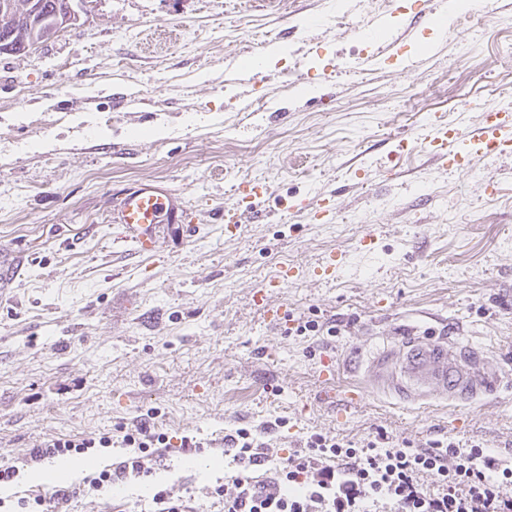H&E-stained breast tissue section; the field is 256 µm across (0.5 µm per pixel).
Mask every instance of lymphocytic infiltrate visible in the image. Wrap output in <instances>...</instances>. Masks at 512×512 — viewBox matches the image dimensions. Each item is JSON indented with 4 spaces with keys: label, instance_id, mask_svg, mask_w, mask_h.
<instances>
[{
    "label": "lymphocytic infiltrate",
    "instance_id": "lymphocytic-infiltrate-1",
    "mask_svg": "<svg viewBox=\"0 0 512 512\" xmlns=\"http://www.w3.org/2000/svg\"><path fill=\"white\" fill-rule=\"evenodd\" d=\"M121 443L129 456L85 477L89 489L146 476L168 447L165 434L145 419L123 428ZM224 446L239 464L231 484L211 492L223 501L224 512H371L382 500L394 512H512V495L500 490L502 482L512 481V462L479 445L459 448L437 440L415 448L372 441L355 448L313 434L282 458L261 431L241 427L225 435ZM424 473L436 477L438 492L420 484Z\"/></svg>",
    "mask_w": 512,
    "mask_h": 512
}]
</instances>
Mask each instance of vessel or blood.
Segmentation results:
<instances>
[{"label":"vessel or blood","mask_w":512,"mask_h":512,"mask_svg":"<svg viewBox=\"0 0 512 512\" xmlns=\"http://www.w3.org/2000/svg\"><path fill=\"white\" fill-rule=\"evenodd\" d=\"M466 138L474 152L512 151V112H489L481 125L448 129L433 123L427 148L437 158L452 161L461 171L472 166L474 152L456 149L457 140ZM123 230L124 241L136 252L153 253L157 247V228L178 225L188 232L190 218L180 199L157 182H145L121 193L110 216ZM376 387L407 400L445 396L449 400L469 401L495 389L501 376L485 358L465 352L446 337L415 336L398 355H382L367 367Z\"/></svg>","instance_id":"1"}]
</instances>
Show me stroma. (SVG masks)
I'll return each mask as SVG.
<instances>
[{"instance_id":"stroma-1","label":"stroma","mask_w":512,"mask_h":512,"mask_svg":"<svg viewBox=\"0 0 512 512\" xmlns=\"http://www.w3.org/2000/svg\"><path fill=\"white\" fill-rule=\"evenodd\" d=\"M475 11L87 0L32 53L0 54V463L19 469L6 512L53 492L27 478L43 465L35 445L153 408L171 445L150 475L89 493L75 479L66 512H150L158 486L222 512L210 488L235 473L224 437L240 427H268L283 457L314 433L512 457V153L461 172L414 140L435 119L512 108V16L482 0ZM272 49L274 65L245 67ZM394 164L402 177H388ZM146 181L177 194L192 229L160 231L140 255L109 214ZM255 184L263 220L227 230L235 189ZM335 252L347 264L324 274ZM290 267L299 276L281 280ZM311 319L335 335H293ZM406 325L440 328L503 383L457 405L376 391L362 364L398 349ZM193 435L208 448H182Z\"/></svg>"}]
</instances>
